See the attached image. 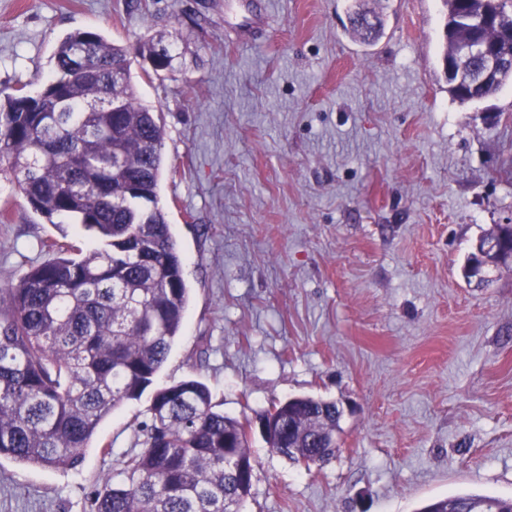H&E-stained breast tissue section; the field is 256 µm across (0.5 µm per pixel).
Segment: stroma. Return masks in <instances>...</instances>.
Masks as SVG:
<instances>
[{
	"mask_svg": "<svg viewBox=\"0 0 512 512\" xmlns=\"http://www.w3.org/2000/svg\"><path fill=\"white\" fill-rule=\"evenodd\" d=\"M253 0L266 29L233 35L241 0H0V89L39 91L58 41L94 30L173 44L171 72L130 71L160 113L168 215L190 290L156 378L204 382L225 415L310 396L344 412L336 456L305 467L260 433L244 512H419L457 494L512 498V264L464 267L512 224V85L448 94L443 0ZM0 283L77 238L0 178ZM148 401L111 412L77 468L0 459V512H91L136 451ZM373 21L368 22L367 18ZM383 30V22L379 15L363 11H352L350 14L351 35L360 43L370 45L379 39Z\"/></svg>",
	"mask_w": 512,
	"mask_h": 512,
	"instance_id": "stroma-1",
	"label": "stroma"
}]
</instances>
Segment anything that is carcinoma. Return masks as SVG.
<instances>
[{
  "instance_id": "1",
  "label": "carcinoma",
  "mask_w": 512,
  "mask_h": 512,
  "mask_svg": "<svg viewBox=\"0 0 512 512\" xmlns=\"http://www.w3.org/2000/svg\"><path fill=\"white\" fill-rule=\"evenodd\" d=\"M509 0H444L445 51L471 38L506 61L495 84L457 87L477 67L455 63L448 93L477 102L512 83ZM483 9L500 16L482 27ZM379 15L350 14L351 35L379 39ZM162 41L136 51L155 72L174 69ZM54 68L34 95L0 90V174L50 224H79L86 246L52 241L50 258L0 287V457L51 470L78 466L104 418L152 389L141 450L92 495L93 512H243L252 470L244 425L216 408L195 379L153 387L188 305L182 259L158 186L165 129L140 102L128 52L102 34L75 30L57 44ZM122 64L112 81V65ZM258 417L275 423L273 452L322 465L335 455L336 402L297 397ZM461 512H512V499L449 497Z\"/></svg>"
}]
</instances>
